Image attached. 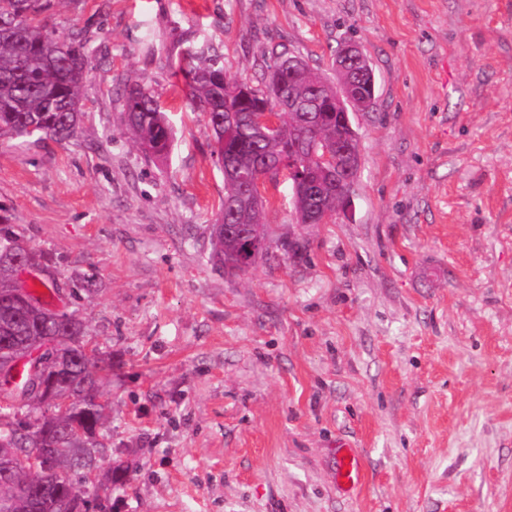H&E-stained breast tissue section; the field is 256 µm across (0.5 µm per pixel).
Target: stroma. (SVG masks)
Returning <instances> with one entry per match:
<instances>
[{
    "label": "stroma",
    "instance_id": "stroma-1",
    "mask_svg": "<svg viewBox=\"0 0 512 512\" xmlns=\"http://www.w3.org/2000/svg\"><path fill=\"white\" fill-rule=\"evenodd\" d=\"M49 22L88 40L84 114L70 140H0V215L112 364L101 479L69 472L87 512H512V0H54ZM206 44L259 88L272 46L332 84L355 44L377 87L350 211L303 226L265 183L269 248L237 277L171 65ZM143 83L162 158L124 119ZM122 98L127 126L138 145L154 155L165 154L170 143V128L156 97L140 84L127 87ZM363 477L359 453L353 448H340L336 462V480L348 490L357 488Z\"/></svg>",
    "mask_w": 512,
    "mask_h": 512
}]
</instances>
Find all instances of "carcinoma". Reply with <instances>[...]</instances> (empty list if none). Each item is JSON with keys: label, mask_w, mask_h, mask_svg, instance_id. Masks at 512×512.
<instances>
[{"label": "carcinoma", "mask_w": 512, "mask_h": 512, "mask_svg": "<svg viewBox=\"0 0 512 512\" xmlns=\"http://www.w3.org/2000/svg\"><path fill=\"white\" fill-rule=\"evenodd\" d=\"M52 0H0V139L18 137L69 140L78 133L83 114V92L89 75V59L82 32L59 33L49 25L46 13ZM301 58L288 51H271L265 65L266 90L240 81L224 68V57L215 46L188 47L175 74L184 79L186 97L196 112L206 116V130L214 143L220 168L241 169L244 178L224 180L221 217L216 223L230 224L232 235L211 232V259L231 274L249 269L266 244L255 245L251 232L265 227L264 207L244 204L252 179L276 172L268 163L288 157L293 142L308 152L299 158L302 171L314 165L310 151L321 152L325 143L350 136L349 128L336 115V91L322 83L311 68L296 77ZM359 80L361 110L375 104V76L367 56L351 66ZM126 123L135 141L154 155L167 152L170 128L166 115L152 92L143 85L128 87L122 94ZM274 112L293 139L264 136L254 126L256 112ZM234 115L236 133L224 136V115ZM294 207L315 206L336 210V186H308L293 197ZM41 254L24 237L0 219V342L7 336L19 341V351L52 360L57 376L55 395L70 399L65 413H46L51 402L44 394H33L24 406L30 422L27 433L14 428L11 413H0V448H28L44 457L45 470L35 475L16 459L0 453V512H80L83 501L66 475L69 468L97 467L96 448L101 446L100 427L104 406L98 393L112 370L111 365H92L82 354L85 327L76 315L41 307L40 295L33 303L13 298L17 262L40 264ZM78 421L87 433L81 440L68 438L70 423Z\"/></svg>", "instance_id": "cac0c4a2"}]
</instances>
